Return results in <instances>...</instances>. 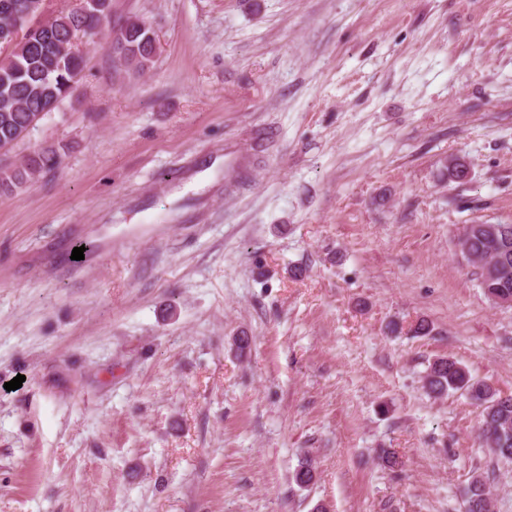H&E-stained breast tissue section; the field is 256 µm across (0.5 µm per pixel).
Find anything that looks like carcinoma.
I'll return each instance as SVG.
<instances>
[{"label": "carcinoma", "mask_w": 512, "mask_h": 512, "mask_svg": "<svg viewBox=\"0 0 512 512\" xmlns=\"http://www.w3.org/2000/svg\"><path fill=\"white\" fill-rule=\"evenodd\" d=\"M112 0H83L67 12L36 22L43 0H0V49L9 54L0 58V144L11 147L23 141L36 126V118L46 107L71 95L72 83L83 73L84 57L73 49L81 36H93L108 28L115 34L114 49L126 72L141 75L153 63L155 39L144 22H112ZM60 147L41 146L18 163H0V195L24 191L42 173L60 163ZM461 245L468 260L479 269V286L486 297L504 288L512 293V257L493 266L499 272L488 279L487 265L503 253L505 241L483 230L480 224L463 228ZM423 389L433 397L461 392L481 408L478 439L491 453L512 461V395L502 397L489 384L473 378L453 358H436L423 377ZM312 459H304L294 471V482L307 487L315 479ZM467 512H492L491 492L485 478L477 474L468 488Z\"/></svg>", "instance_id": "obj_1"}]
</instances>
